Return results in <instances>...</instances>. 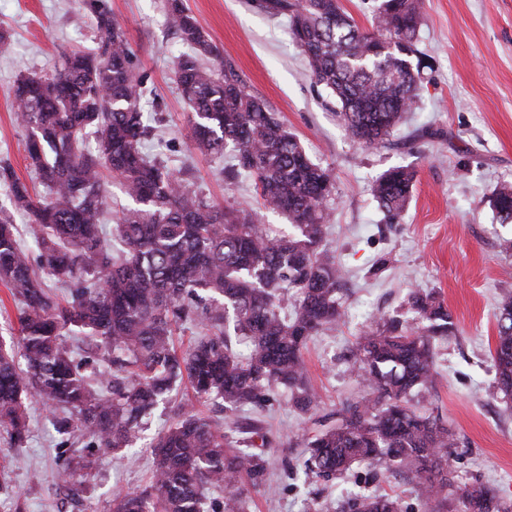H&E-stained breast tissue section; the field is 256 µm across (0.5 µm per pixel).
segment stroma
<instances>
[{"instance_id": "35a3bbf8", "label": "stroma", "mask_w": 512, "mask_h": 512, "mask_svg": "<svg viewBox=\"0 0 512 512\" xmlns=\"http://www.w3.org/2000/svg\"><path fill=\"white\" fill-rule=\"evenodd\" d=\"M248 90L277 112L309 158L330 167L336 189L327 202L325 243L342 268V322L312 336L303 351L320 396L315 415L300 413L287 393L237 412L261 421L268 437L264 479L249 494V512H335L356 492L354 476L307 482L301 465L320 421L357 397L352 348L360 328L396 317L415 325L412 290L444 301L454 328L434 344L436 384L422 393L425 411L455 433L461 453L451 461L457 485L480 480L512 500V399L498 392L493 368L497 304L512 291V223L502 222L488 196L512 185V0H423L413 62L422 83L412 112L374 148L363 147L337 116L334 97L312 80L287 18H273L252 0H184ZM133 50L135 73L153 89L145 103L152 135L144 150L180 171L194 189L223 208L247 210L256 223L285 235V215L259 204L252 177L226 174L230 157L195 149L173 68L187 52L168 23L164 0H106ZM0 28L11 50L0 55V161L33 182L25 131L12 87L23 75L44 77L75 50L96 49L95 18L84 0H0ZM416 171L409 203L390 223L372 195L394 167ZM29 433L17 446L0 435V512H109L112 496L144 488L153 450L138 441L127 451L97 456L74 496L59 475L61 440L49 408H28Z\"/></svg>"}]
</instances>
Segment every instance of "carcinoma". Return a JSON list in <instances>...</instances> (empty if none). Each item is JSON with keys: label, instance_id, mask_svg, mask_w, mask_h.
<instances>
[{"label": "carcinoma", "instance_id": "carcinoma-1", "mask_svg": "<svg viewBox=\"0 0 512 512\" xmlns=\"http://www.w3.org/2000/svg\"><path fill=\"white\" fill-rule=\"evenodd\" d=\"M374 31L360 28L340 0H258L271 17L285 16L315 83L335 96L351 135L366 146L390 136L418 96L419 71L409 68L422 17L421 0H377ZM96 18V50L72 51L47 77L22 76L13 97L27 132L26 152L45 196L20 180L8 163L0 182L10 208L0 207V283L20 302L19 337L0 342V431L15 445L28 437L27 402L55 408L61 435L80 431L86 447L108 453L129 447L147 418L169 404L188 380L198 400H219L224 412L261 405L288 390L304 413L318 406L302 358L307 340L343 316L341 271L324 245L332 171L313 163L284 122L246 90L184 0H166L169 23L193 53L175 60L195 146L222 155L254 177L262 205L288 216L295 234L272 237L244 211L226 210L191 189L143 143V81L133 51L105 0H88ZM394 51L371 53L374 39ZM90 131L97 151L87 150ZM120 181L135 207L106 232L107 189L102 170ZM416 173L385 172L374 197L390 220L405 209ZM489 204L512 221V187ZM16 213L28 217L24 230ZM38 251L39 267L21 236ZM65 289L52 293L45 277ZM417 318L368 326L355 341L353 366L365 392L345 402L336 423L306 444V480L329 481L364 465L365 484L403 472L428 502L445 506L454 484L448 456L454 434L420 409L414 396L433 386L432 340L448 335L451 316L432 293L410 292ZM200 325L204 335L180 354L175 332ZM68 336L91 346L94 367L77 359ZM247 343L238 356L231 337ZM499 389L512 396V293L498 305L493 357ZM156 436L150 484L117 493L111 512H203L204 490L224 489L220 512H247L244 479L258 485L266 470L256 452L230 449V440L192 410L172 408ZM62 440L63 481L74 491L92 461L74 458ZM460 512H512V502L473 482L461 489ZM341 512H407L379 489L355 494Z\"/></svg>", "mask_w": 512, "mask_h": 512}]
</instances>
